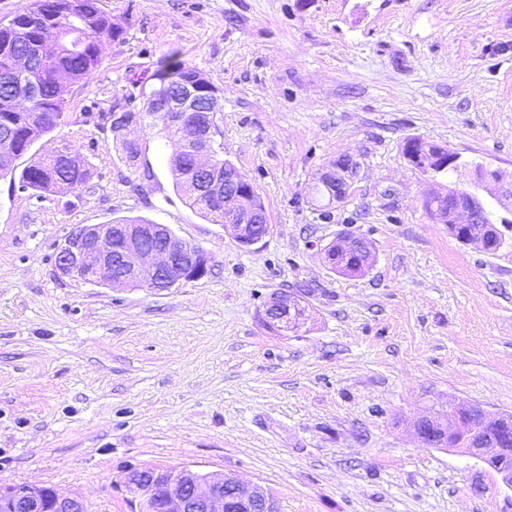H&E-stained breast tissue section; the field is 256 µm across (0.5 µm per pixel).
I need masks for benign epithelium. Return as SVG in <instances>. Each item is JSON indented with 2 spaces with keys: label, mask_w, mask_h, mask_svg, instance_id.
<instances>
[{
  "label": "benign epithelium",
  "mask_w": 512,
  "mask_h": 512,
  "mask_svg": "<svg viewBox=\"0 0 512 512\" xmlns=\"http://www.w3.org/2000/svg\"><path fill=\"white\" fill-rule=\"evenodd\" d=\"M156 112L165 113L164 126L180 131L184 141L193 145L194 168L202 177L204 190L218 202L224 201V215L231 223L225 229L251 246L265 238L271 226L253 223L257 210L242 211V197L249 193L250 182L229 161L218 157L215 148L216 113L207 112L206 131H201L191 112H171L169 105L149 100ZM147 115L130 116L125 112H110L112 133H125L145 127ZM404 157L420 164L427 175L437 174L448 167H460L461 157L446 148L425 140H408ZM358 163L343 159L324 170L319 182L338 202L351 194L352 179ZM477 184L496 196L506 215L500 223L512 221V176L499 168L477 165ZM467 202L452 209L451 216L435 215L441 224L451 223L463 228L461 242L485 248L483 233L470 230L483 223L486 206L483 199L466 193ZM162 242L149 247L144 244L136 224H83L75 227L56 253V269L64 276L90 284L139 285L151 292H162L185 281L206 274L210 257L164 224L154 225ZM262 319L271 327L293 331L306 320V308L294 295L273 292L264 304ZM463 410L452 414L440 413L419 419L416 432L420 439L434 430L447 434L459 425ZM464 452L491 466L501 482L512 488V448H504L481 431L468 435ZM130 512H280L277 502L262 486L250 488L224 473L204 472L190 465L176 468L142 467L125 473L118 483ZM0 512H88L85 500L76 494H63L50 485L26 483L0 484Z\"/></svg>",
  "instance_id": "7a95c632"
}]
</instances>
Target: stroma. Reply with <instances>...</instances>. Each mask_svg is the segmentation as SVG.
Segmentation results:
<instances>
[{"instance_id":"stroma-1","label":"stroma","mask_w":512,"mask_h":512,"mask_svg":"<svg viewBox=\"0 0 512 512\" xmlns=\"http://www.w3.org/2000/svg\"><path fill=\"white\" fill-rule=\"evenodd\" d=\"M123 29L72 86L71 122L18 167L76 148L86 185L36 199L0 177V483L52 485L89 512H129L133 467L230 473L281 512H512V489L458 448L421 443L427 411L512 415V230L493 254L455 239L429 195L477 191L472 167L512 172V0H100ZM179 54L223 98L216 139L271 231L240 246L178 194L176 138L138 137L129 165L104 112L144 107ZM418 137L458 153L430 177ZM360 164L323 224L320 172ZM143 217L204 249L210 270L158 293L60 275L82 224ZM365 237L361 275L323 246ZM308 319L266 327L279 289Z\"/></svg>"}]
</instances>
